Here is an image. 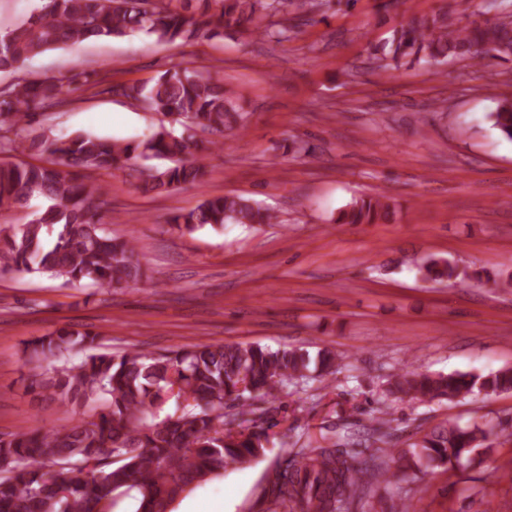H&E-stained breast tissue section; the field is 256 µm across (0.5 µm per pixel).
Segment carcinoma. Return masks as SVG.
I'll return each mask as SVG.
<instances>
[{
  "label": "carcinoma",
  "mask_w": 512,
  "mask_h": 512,
  "mask_svg": "<svg viewBox=\"0 0 512 512\" xmlns=\"http://www.w3.org/2000/svg\"><path fill=\"white\" fill-rule=\"evenodd\" d=\"M220 9L225 25L250 24L253 30L288 37L284 26H263L264 13L294 7L297 18L317 4L312 0H186L183 11L162 0H46L40 10L0 32V68L20 70L30 59L63 45L91 38L125 37L144 32L162 43H186L211 27V6ZM388 48L377 58L378 75L409 58L440 65L450 58L482 61L486 54L512 60V14L492 24L472 21L454 25L446 14L413 16L393 30ZM79 75L23 77L0 88V130L27 122L31 109L64 105ZM107 92L133 99L181 125L176 134L160 126L150 138L133 143L76 133L63 139L43 136L30 145L0 136V149H40L37 163L0 162V207H26L34 198L51 201L25 224L0 225V271L48 274L69 285L90 282L120 288L145 277L131 234L112 235L103 228L101 197L108 186L90 172L133 169L136 159H166L164 168L139 171L145 192H169L183 184H201L205 159L219 142L197 132L238 136L233 94L224 81L198 68L168 69L148 85L109 84ZM492 126L512 140V100L503 99L490 113ZM391 198L379 194L356 200L340 212L338 224H374L389 219ZM277 216L259 202L241 195L213 196L176 214L172 229L192 233L226 224H276ZM425 282H457L466 270L442 257L416 264ZM97 335L54 329L24 343L28 364L36 365L28 388L67 402H79L94 413L71 426L53 427L0 437V512H112L128 500L129 512H168L169 506L197 484L221 475L236 463L264 452L269 443L260 425L248 420L237 432L224 431V402L272 396L288 383L306 377L310 366L332 374L335 352L317 358L299 348L272 350L260 345H202L164 354L132 350L120 356L97 351ZM485 394L512 391V368L485 376L475 374L397 373L386 395L409 396L421 402L453 401L474 390ZM169 401L180 414L160 417ZM387 412L373 419L368 438L384 443L390 436ZM488 430L448 426L425 434L412 456L425 468L448 464L484 444ZM298 461L279 472L268 489L276 504L291 512H337L339 504L362 493L363 477H386L390 467L374 459L356 463L346 448H301Z\"/></svg>",
  "instance_id": "carcinoma-1"
}]
</instances>
